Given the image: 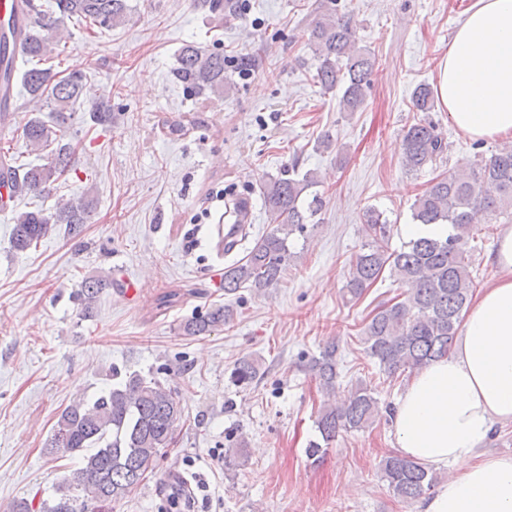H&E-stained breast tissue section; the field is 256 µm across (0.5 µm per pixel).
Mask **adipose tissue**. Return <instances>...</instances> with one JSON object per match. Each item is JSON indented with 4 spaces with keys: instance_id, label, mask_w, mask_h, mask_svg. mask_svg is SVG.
<instances>
[{
    "instance_id": "adipose-tissue-1",
    "label": "adipose tissue",
    "mask_w": 512,
    "mask_h": 512,
    "mask_svg": "<svg viewBox=\"0 0 512 512\" xmlns=\"http://www.w3.org/2000/svg\"><path fill=\"white\" fill-rule=\"evenodd\" d=\"M436 91L470 138L512 135V0H475L438 64ZM495 261L500 276L467 312L456 346L395 403L399 454L450 471L419 512H512V457L477 454L495 424L512 422V226Z\"/></svg>"
}]
</instances>
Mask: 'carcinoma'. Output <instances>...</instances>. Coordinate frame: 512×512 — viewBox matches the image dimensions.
<instances>
[{
	"label": "carcinoma",
	"instance_id": "carcinoma-1",
	"mask_svg": "<svg viewBox=\"0 0 512 512\" xmlns=\"http://www.w3.org/2000/svg\"><path fill=\"white\" fill-rule=\"evenodd\" d=\"M26 3L33 9V20L19 48L9 46L6 36L0 37V82H8L13 70L22 72L21 84L32 111L47 109L55 114V121L50 126L32 117L22 130L29 150L51 148L46 163L24 167L0 153V186L9 185L15 197L49 191L75 162L76 146L64 141L62 128L82 94L84 76L77 72L61 76L51 67L38 66L58 53L60 25L74 18L110 29L123 24L129 11L128 0H54L49 11L38 8L34 0ZM209 8L224 12L228 20L242 16L239 0H209ZM308 46L316 61L315 82L326 92L342 88L341 111H360L376 59L358 47L351 15L339 11L337 0L318 8L310 24ZM230 67L245 74L253 69L254 59L241 55L228 60L222 52L188 44L180 49L172 74L191 95L222 99L231 89ZM435 104L431 87L420 84L414 89L413 111L431 112ZM446 148L436 126L415 116L403 130V167L419 171L435 162ZM316 184L315 173L301 175L293 166L260 183L267 220L273 227L243 258L224 267V297L242 288H270L280 281L291 258L289 238L304 233L323 207L322 195L310 192ZM93 211L94 199L88 193L57 203L51 212L42 208L18 211L11 248L17 253L28 251L56 224H66L77 233L89 223ZM492 211L512 217V143L481 158L468 173L433 177L417 195L412 205L414 223L444 225L448 228L445 235H419L393 250L388 219L372 207L363 214L365 242L350 263L347 293L353 299L361 298L386 271L405 287L402 294L380 303L363 329L367 355L387 376L421 370L448 354L462 313L473 297L466 247L473 228L486 223ZM106 286L104 279L81 282L78 295L85 313L93 311ZM234 315V306L226 303L185 321L181 330L186 336L206 335L230 323ZM337 353L338 345L330 342L310 365L327 393L336 386ZM260 370L258 360L244 358L233 368L230 382L247 389L258 380ZM391 411L374 396V389L357 384L339 404L328 402L320 409L318 437L306 448L308 458L320 460L324 448L340 433L366 428ZM181 417L182 408L173 392L158 379L136 372L108 386L90 402L67 406L45 448L51 455H80V467L55 489L54 497L37 502L21 498L9 505L8 512H84L86 504L111 512L112 504L124 499L154 469L160 452L172 444ZM380 471L389 490L406 504L421 499L441 481V475L424 464L394 453L381 460Z\"/></svg>",
	"mask_w": 512,
	"mask_h": 512
}]
</instances>
